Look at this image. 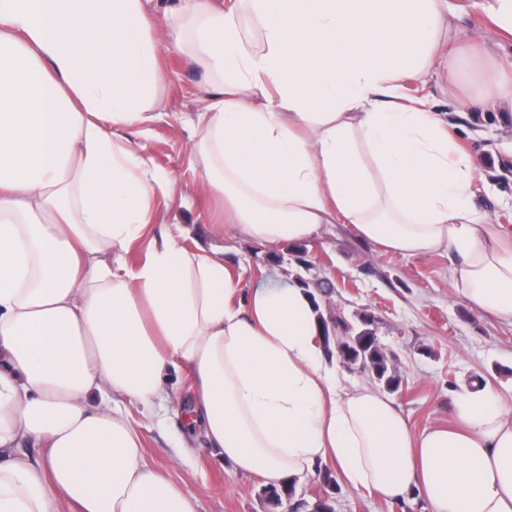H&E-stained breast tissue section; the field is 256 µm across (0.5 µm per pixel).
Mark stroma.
<instances>
[{"mask_svg": "<svg viewBox=\"0 0 512 512\" xmlns=\"http://www.w3.org/2000/svg\"><path fill=\"white\" fill-rule=\"evenodd\" d=\"M459 26L477 53L488 52L512 64V36L492 23V0H450ZM164 79L153 101V121L125 130V142L149 157L154 168L171 174L173 185L155 204L154 235L179 225L188 245L223 260L239 282L240 296L259 283L295 278L328 284L334 312L350 325L362 314L374 317L377 336L402 378L391 399L414 430L449 423L458 392L480 378L512 407V325L475 312L449 283L448 256L408 257L362 239L353 225L326 224L313 238L269 248L239 233H217L205 215L210 200L199 196V157L191 152V117L209 104L210 79L204 66L177 50L161 57ZM407 96H426L452 126L459 144L474 159L481 179L475 205L493 223L512 233V112L500 108L461 111L470 86L461 82L445 92L438 81L405 83ZM130 419L143 446L145 462L165 471L198 499V512H311L318 497L331 498L333 512H427L417 492L401 502L378 500L345 485L328 489L330 464L294 478L292 500L272 508L258 476L240 472L217 450L206 447L190 423L187 407L169 406L161 416L130 407Z\"/></svg>", "mask_w": 512, "mask_h": 512, "instance_id": "1", "label": "stroma"}]
</instances>
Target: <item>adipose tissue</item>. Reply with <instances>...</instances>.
<instances>
[{
    "instance_id": "obj_1",
    "label": "adipose tissue",
    "mask_w": 512,
    "mask_h": 512,
    "mask_svg": "<svg viewBox=\"0 0 512 512\" xmlns=\"http://www.w3.org/2000/svg\"><path fill=\"white\" fill-rule=\"evenodd\" d=\"M451 15L448 0H184L174 25L153 0H0V512H198L127 416L175 401L164 374L181 364L207 444L266 485L325 462L428 512H512V408L467 389L452 425L417 432L375 387L342 384L298 283L242 300L180 231L153 238L172 180L118 135L151 121L161 55L188 52L218 78L192 150L225 229L276 247L340 222L388 252L450 254L454 291L512 324V242L472 203L477 166L399 93L455 70Z\"/></svg>"
}]
</instances>
